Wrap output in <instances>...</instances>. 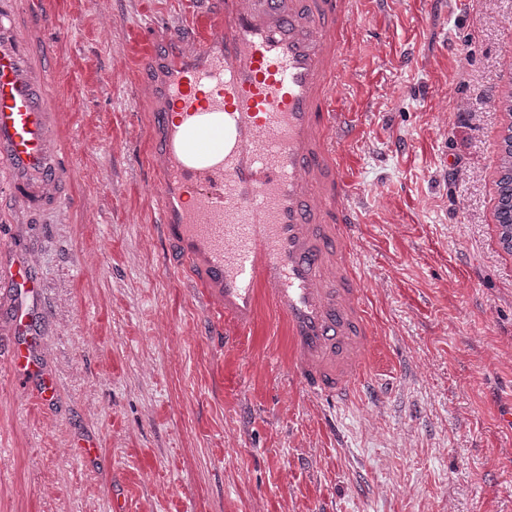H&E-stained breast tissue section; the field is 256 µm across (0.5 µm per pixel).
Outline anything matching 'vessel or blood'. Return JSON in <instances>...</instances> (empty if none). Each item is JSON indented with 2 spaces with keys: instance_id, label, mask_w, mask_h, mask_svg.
I'll return each mask as SVG.
<instances>
[{
  "instance_id": "1",
  "label": "vessel or blood",
  "mask_w": 512,
  "mask_h": 512,
  "mask_svg": "<svg viewBox=\"0 0 512 512\" xmlns=\"http://www.w3.org/2000/svg\"><path fill=\"white\" fill-rule=\"evenodd\" d=\"M354 0H213L190 54L136 32L160 107L150 164L166 237L199 271L226 336L257 334L260 305L284 321L305 392L346 400L372 329L347 225L356 215L335 147L334 104ZM15 23L0 21V164L23 201L57 210L70 175L53 141L62 107ZM13 281L36 294L28 261Z\"/></svg>"
}]
</instances>
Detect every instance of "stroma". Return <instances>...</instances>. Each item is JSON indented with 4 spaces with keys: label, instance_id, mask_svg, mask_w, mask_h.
I'll list each match as a JSON object with an SVG mask.
<instances>
[{
    "label": "stroma",
    "instance_id": "1",
    "mask_svg": "<svg viewBox=\"0 0 512 512\" xmlns=\"http://www.w3.org/2000/svg\"><path fill=\"white\" fill-rule=\"evenodd\" d=\"M205 0H9L49 41L70 198L0 171V512H512V253L495 217L512 0H356L339 106L372 346L360 388L306 395L271 308L225 344L164 237L134 29ZM39 294L8 287L21 256ZM54 382L11 364L16 305Z\"/></svg>",
    "mask_w": 512,
    "mask_h": 512
}]
</instances>
